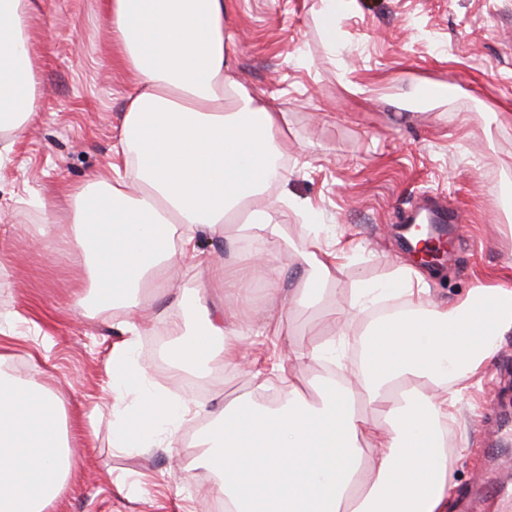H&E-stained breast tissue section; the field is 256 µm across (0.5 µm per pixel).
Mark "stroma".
Masks as SVG:
<instances>
[{"label":"stroma","mask_w":512,"mask_h":512,"mask_svg":"<svg viewBox=\"0 0 512 512\" xmlns=\"http://www.w3.org/2000/svg\"><path fill=\"white\" fill-rule=\"evenodd\" d=\"M318 8L319 0L227 2L233 76L252 95H280L288 114L290 201L279 222L292 245L284 286L298 285L300 228L312 215L322 241L356 246L336 275L339 297L413 265L397 226L429 197L463 218L451 258L426 276L434 302L457 304L502 274L512 255V236L493 228L512 198L501 189L504 165L512 163V0H340L332 46ZM31 33L40 45L34 68L43 107L40 121L14 132V150L0 163V317L15 325L14 336L0 335V349L12 355L9 373L38 374L67 409L73 478L55 512H198L213 500L215 484L194 464L202 453L200 418H185L173 448L140 453L112 445L106 362L125 334L112 311L73 308L86 272L74 255L70 216L58 217L47 249L26 246L59 184L111 174L129 86L110 66L116 49L101 0H42ZM264 276L253 268L243 279L259 291L255 309L284 316L289 336L249 337L248 357L271 384L284 375L313 381L319 365L287 354L327 340L331 327L261 294ZM200 286L193 272L167 275L152 297L149 336L157 345L139 348L137 361L153 385L213 409L246 389L250 373L219 362L200 377L170 364L160 349L168 317L186 312L189 292ZM509 389L512 335L487 369L467 430H449L453 503L469 499L494 512L512 489V410L501 404ZM465 444L469 455H459Z\"/></svg>","instance_id":"1"}]
</instances>
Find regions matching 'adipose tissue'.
I'll return each instance as SVG.
<instances>
[{
    "label": "adipose tissue",
    "mask_w": 512,
    "mask_h": 512,
    "mask_svg": "<svg viewBox=\"0 0 512 512\" xmlns=\"http://www.w3.org/2000/svg\"><path fill=\"white\" fill-rule=\"evenodd\" d=\"M34 10L35 0H0V161L13 151L9 132L40 115ZM104 17L132 79L118 128L124 167L107 181L62 184L58 194L74 218L95 304L120 312L129 335L108 360L122 403L115 442L170 448L197 407L150 389L134 359L149 330L137 318L142 291L165 271L201 266L200 240L223 236L244 211L239 231L250 248L202 286L191 316L169 320L164 355L196 374L217 360L238 370L247 337L287 335L283 318L242 320L248 297L238 269L265 268L268 291L278 294L288 238L267 194L288 180V115L277 98L253 97L234 79L224 0H104ZM349 258L336 240L299 252L301 306L320 313ZM429 295L406 266L352 289L333 331L356 337L354 378L319 376L308 397L292 381L271 391L253 371L251 386L213 414L200 438L225 512H448L447 427L512 334V279L478 285L449 307ZM63 413L40 379L0 370V512H51L66 491Z\"/></svg>",
    "instance_id": "obj_1"
}]
</instances>
